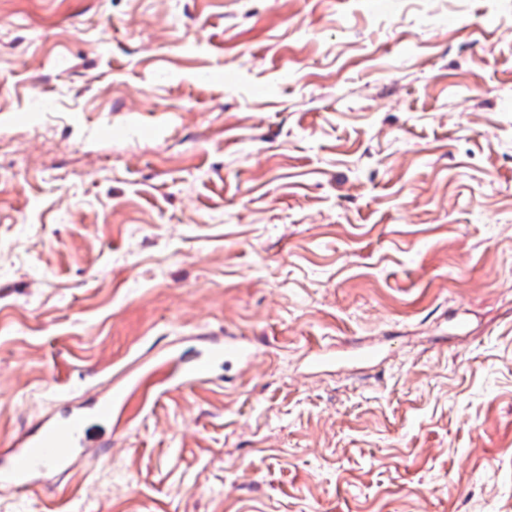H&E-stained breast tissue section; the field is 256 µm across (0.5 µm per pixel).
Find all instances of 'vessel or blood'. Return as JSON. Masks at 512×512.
Instances as JSON below:
<instances>
[{"label":"vessel or blood","instance_id":"obj_1","mask_svg":"<svg viewBox=\"0 0 512 512\" xmlns=\"http://www.w3.org/2000/svg\"><path fill=\"white\" fill-rule=\"evenodd\" d=\"M248 360L249 346L229 342L191 359L185 372L196 381L207 380L216 360L223 354ZM101 442L81 412L43 418L33 429L19 432L9 448L0 451V491L42 490L55 485L56 475L92 461Z\"/></svg>","mask_w":512,"mask_h":512}]
</instances>
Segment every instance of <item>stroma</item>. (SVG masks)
<instances>
[{
    "label": "stroma",
    "instance_id": "obj_1",
    "mask_svg": "<svg viewBox=\"0 0 512 512\" xmlns=\"http://www.w3.org/2000/svg\"><path fill=\"white\" fill-rule=\"evenodd\" d=\"M107 387L0 512H512V0H0V449ZM224 348L225 354L228 355L239 356L244 360H250L252 357V350L249 346L235 342H227L225 347L216 346L211 348L205 355L191 359L185 367L187 376L196 381L207 380L215 361L224 355ZM116 394L112 390L101 396L96 414L69 412L54 418H43L34 430L19 432L10 447L0 455V491L42 490L53 487L60 471H73L96 456L101 446L89 421L106 417Z\"/></svg>",
    "mask_w": 512,
    "mask_h": 512
}]
</instances>
